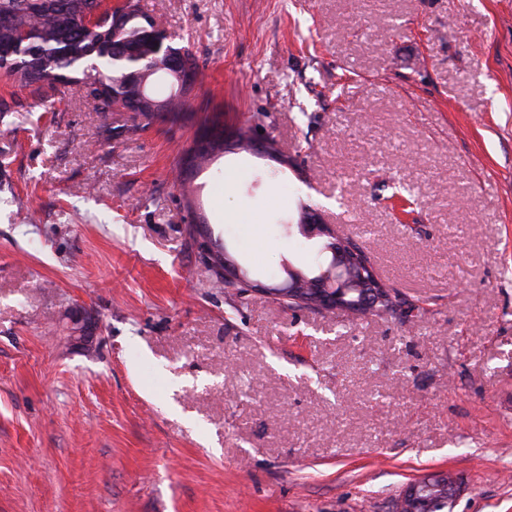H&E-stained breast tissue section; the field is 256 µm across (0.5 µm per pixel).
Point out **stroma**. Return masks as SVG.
<instances>
[{
  "label": "stroma",
  "mask_w": 512,
  "mask_h": 512,
  "mask_svg": "<svg viewBox=\"0 0 512 512\" xmlns=\"http://www.w3.org/2000/svg\"><path fill=\"white\" fill-rule=\"evenodd\" d=\"M143 2L181 111L0 78V512H393L440 473L512 512V0ZM218 120L279 160L184 169ZM305 203L422 321L266 293L319 261ZM214 265L216 267L224 268V286L232 285L235 288H237L239 285L238 295L242 298V296H245L249 290H253V288L260 287V284H258L255 281H252L251 279L246 278L239 269V265L236 261L232 260L228 254V251L226 248H224V260L223 258H218L215 260ZM245 285L249 290L242 286Z\"/></svg>",
  "instance_id": "1"
}]
</instances>
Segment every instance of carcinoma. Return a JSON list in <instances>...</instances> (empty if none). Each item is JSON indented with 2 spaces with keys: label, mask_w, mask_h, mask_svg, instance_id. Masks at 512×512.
Wrapping results in <instances>:
<instances>
[{
  "label": "carcinoma",
  "mask_w": 512,
  "mask_h": 512,
  "mask_svg": "<svg viewBox=\"0 0 512 512\" xmlns=\"http://www.w3.org/2000/svg\"><path fill=\"white\" fill-rule=\"evenodd\" d=\"M89 0H0V13H9L15 30L0 32V72L20 87L49 84L94 86L102 109L112 111V86L132 112L149 115L134 106L139 95L149 96V78L169 74V56L148 34L149 14L140 0H127L122 24L88 28L84 12ZM402 304L390 293L385 301L362 315L394 317Z\"/></svg>",
  "instance_id": "cac0c4a2"
}]
</instances>
